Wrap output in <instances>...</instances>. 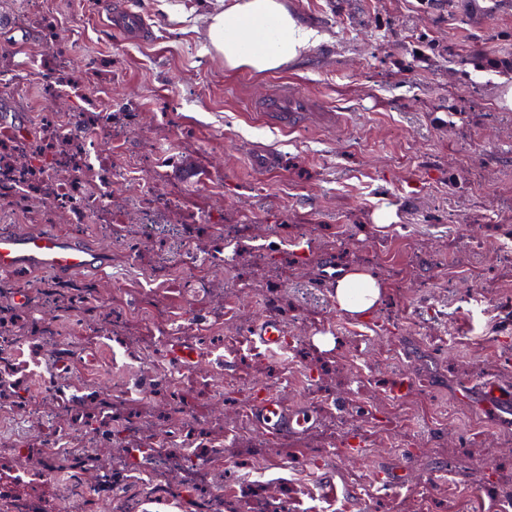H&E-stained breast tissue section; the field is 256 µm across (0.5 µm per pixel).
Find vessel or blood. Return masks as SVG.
<instances>
[{"label":"vessel or blood","instance_id":"b4317fda","mask_svg":"<svg viewBox=\"0 0 512 512\" xmlns=\"http://www.w3.org/2000/svg\"><path fill=\"white\" fill-rule=\"evenodd\" d=\"M254 110L270 123L286 129L300 127L315 117L330 126L336 123L335 113L291 85L272 90L256 101ZM101 265L98 254L56 229L32 233L0 228V274L43 270L70 276L99 269ZM249 336L266 351L280 352L285 348L284 327L274 317L254 321ZM251 418L261 431L280 437L307 431L316 422L312 412L292 408L274 393L253 404Z\"/></svg>","mask_w":512,"mask_h":512}]
</instances>
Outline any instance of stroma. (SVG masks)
I'll use <instances>...</instances> for the list:
<instances>
[{"instance_id": "stroma-1", "label": "stroma", "mask_w": 512, "mask_h": 512, "mask_svg": "<svg viewBox=\"0 0 512 512\" xmlns=\"http://www.w3.org/2000/svg\"><path fill=\"white\" fill-rule=\"evenodd\" d=\"M289 4L316 42L298 64L256 75L226 69L210 48L203 18L221 0H39L22 21L15 0H0V68L22 78L19 91L0 87V121L33 141L46 115L69 126L96 118L84 140L119 172L113 200L152 178L177 205L166 227L126 216L136 248L122 264L95 225L57 224L102 254V272L72 282L122 317V336L168 331L153 373L114 360L97 340L101 322L23 292L42 273L11 277L8 301L32 327L48 319L67 337V392L124 389L127 410L177 444L205 431L223 441L214 512L240 496L228 473L259 461L287 512H497L494 489L512 481V407L487 408L484 385L512 386L500 361L512 313L492 305L512 294V267L498 260L512 245V109L500 104L512 77L487 67L474 89L460 73L464 59L512 45V0H483L465 18L426 0ZM117 12L148 32L114 31ZM421 32L429 43L415 41ZM282 81L320 96L335 127L285 132L256 118L250 102ZM260 147L281 155L279 170L254 169ZM383 207L397 220L379 227L371 216ZM474 237L484 248L472 258ZM326 256L385 281L384 303L362 319L340 313L317 285ZM161 259L170 275L146 283ZM472 289L486 305L469 303ZM268 315L287 332L284 352L248 340L251 321ZM452 329L456 342L442 345ZM319 335L334 347L320 350ZM187 342L196 361L175 363L170 350ZM173 392L185 400L177 412ZM266 392L329 412L300 437L225 440L233 424L215 426L214 405L239 413ZM43 445L30 417L0 423V501L63 512L68 477H27L16 464ZM407 465L409 485L382 483Z\"/></svg>"}]
</instances>
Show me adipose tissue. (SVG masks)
<instances>
[{
	"instance_id": "ef3b65f1",
	"label": "adipose tissue",
	"mask_w": 512,
	"mask_h": 512,
	"mask_svg": "<svg viewBox=\"0 0 512 512\" xmlns=\"http://www.w3.org/2000/svg\"><path fill=\"white\" fill-rule=\"evenodd\" d=\"M209 44L230 70L266 74L302 58L314 45L315 32L284 0H225L205 19ZM386 287L375 274L352 268L332 288L337 308L364 318L383 303Z\"/></svg>"
}]
</instances>
